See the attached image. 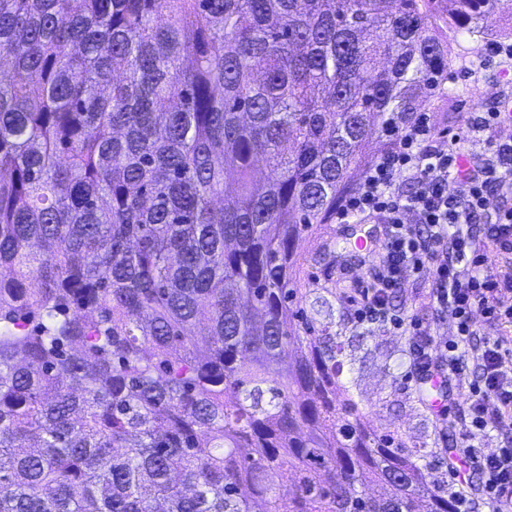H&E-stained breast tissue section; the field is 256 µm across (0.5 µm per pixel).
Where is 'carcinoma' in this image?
I'll return each mask as SVG.
<instances>
[{
  "mask_svg": "<svg viewBox=\"0 0 512 512\" xmlns=\"http://www.w3.org/2000/svg\"><path fill=\"white\" fill-rule=\"evenodd\" d=\"M433 2L0 0V512H458L295 323L297 241L448 93Z\"/></svg>",
  "mask_w": 512,
  "mask_h": 512,
  "instance_id": "obj_1",
  "label": "carcinoma"
}]
</instances>
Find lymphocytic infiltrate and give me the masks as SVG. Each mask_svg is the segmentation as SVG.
Segmentation results:
<instances>
[{
    "instance_id": "lymphocytic-infiltrate-1",
    "label": "lymphocytic infiltrate",
    "mask_w": 512,
    "mask_h": 512,
    "mask_svg": "<svg viewBox=\"0 0 512 512\" xmlns=\"http://www.w3.org/2000/svg\"><path fill=\"white\" fill-rule=\"evenodd\" d=\"M510 119L512 101L505 98L488 111L465 113L451 131L437 129L428 113H419L336 208L337 223L383 229L378 271L355 303V321L408 333V386L467 387L463 417H452L447 405L440 411L443 425L459 431L448 473L459 480L460 459L475 467L484 484L483 504L492 512H512V448L483 449L494 424L512 415V339L498 331L503 323L512 324V306L504 304L512 295V278L489 271L491 254L512 253V209L500 206L501 196L512 193V145L491 141L486 159L466 156L464 147L489 138L496 125ZM441 139L447 149L437 148ZM460 184L465 192H457ZM409 213L417 223H406ZM480 218L488 225L481 236L473 229ZM424 269L432 282L430 308L456 327L445 340L389 303L407 274ZM479 317L495 326V334L478 335ZM471 363L478 370L473 380L466 373Z\"/></svg>"
}]
</instances>
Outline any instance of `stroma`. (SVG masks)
Listing matches in <instances>:
<instances>
[{
	"label": "stroma",
	"instance_id": "stroma-1",
	"mask_svg": "<svg viewBox=\"0 0 512 512\" xmlns=\"http://www.w3.org/2000/svg\"><path fill=\"white\" fill-rule=\"evenodd\" d=\"M483 41L448 40V85L452 94L434 96L422 103L439 127L453 128L462 113L483 112L495 97L512 96V71L484 79L469 77L473 63L482 55ZM350 225L329 222L314 225L297 245L299 268L296 283L303 294L302 307H310L316 297H324L328 311L315 313L318 324L329 318L342 322L340 331L345 355L340 378L359 408L367 412L375 427L394 435L406 446L428 445L439 460L431 476L447 479V448L456 430H441L440 402L421 389L407 388L402 378L409 369L407 336L355 323L344 293L367 286L378 270V255L358 256L350 249ZM432 283L427 276H410L395 289L392 303L401 312L434 325L438 335L450 336L455 326L449 319H435L427 305Z\"/></svg>",
	"mask_w": 512,
	"mask_h": 512
}]
</instances>
